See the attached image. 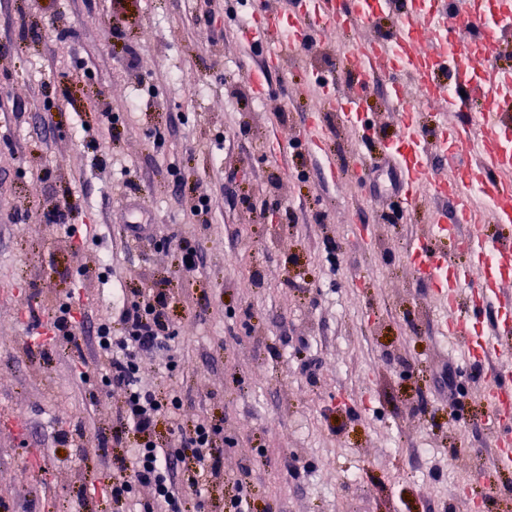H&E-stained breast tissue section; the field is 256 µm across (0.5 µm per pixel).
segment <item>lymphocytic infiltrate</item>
I'll list each match as a JSON object with an SVG mask.
<instances>
[{"instance_id":"obj_1","label":"lymphocytic infiltrate","mask_w":512,"mask_h":512,"mask_svg":"<svg viewBox=\"0 0 512 512\" xmlns=\"http://www.w3.org/2000/svg\"><path fill=\"white\" fill-rule=\"evenodd\" d=\"M167 307L165 292L151 289L141 293L137 301L121 305L117 320L97 329L103 379L124 396L122 423L113 441L123 443L130 431L137 436L123 472L112 477L108 487L113 500L124 504L135 500L137 488L147 489L150 498L138 502L140 512H189L185 488H198L220 475L222 450L217 437L222 427L215 420L196 421L185 438L184 454L199 465L198 472L192 474L180 475L173 456L154 438L158 424L172 418L180 406L178 397L159 398L141 377L145 361L158 360L169 369L174 366Z\"/></svg>"}]
</instances>
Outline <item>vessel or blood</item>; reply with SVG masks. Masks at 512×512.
Returning a JSON list of instances; mask_svg holds the SVG:
<instances>
[{"mask_svg":"<svg viewBox=\"0 0 512 512\" xmlns=\"http://www.w3.org/2000/svg\"><path fill=\"white\" fill-rule=\"evenodd\" d=\"M361 25L364 33L346 56L353 84L312 72L324 108L335 109L343 125L364 124L359 92L371 78L389 79L386 102L398 133L387 141L384 159L399 173L400 201L413 208L423 193L451 202L477 226L459 264L444 249L462 227L447 223L442 207L416 234L410 252L417 278L438 297L441 336L453 337L467 368L481 386L493 423L496 470L512 469V430L498 416L512 396V237L489 233L492 224H512V68L499 61L512 43V0H291L280 9L267 0L256 10L246 36L285 38L291 55L305 59L324 31ZM279 51L266 53L248 74L257 97L268 92L269 71L280 68ZM431 105L437 129L428 138L418 99ZM449 160L452 175L436 173L431 157ZM489 205L478 204V196ZM498 311L494 324L483 309Z\"/></svg>","mask_w":512,"mask_h":512,"instance_id":"vessel-or-blood-1","label":"vessel or blood"}]
</instances>
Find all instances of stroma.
<instances>
[{"label":"stroma","mask_w":512,"mask_h":512,"mask_svg":"<svg viewBox=\"0 0 512 512\" xmlns=\"http://www.w3.org/2000/svg\"><path fill=\"white\" fill-rule=\"evenodd\" d=\"M258 5L223 0L211 27L195 0H0V512H128L91 490L127 461L95 330L117 295L150 288L167 293L179 365L145 363L143 381L182 400L158 445L180 447L204 417L223 427L200 512H224L240 479L252 512H512L495 492L512 471L476 478L495 451L478 387L464 381L454 419L435 386L458 356L409 255L431 196L396 216L380 153L358 171L336 111H321L323 152L306 142L309 73L343 76L360 28L326 33L308 68L271 71L268 95L246 99L265 49L241 34ZM179 172L212 196L211 224L188 223ZM69 195L80 209L45 223ZM130 220L150 235L129 240ZM184 238L202 262L190 275ZM73 293L85 323L71 343L51 314Z\"/></svg>","instance_id":"35a3bbf8"}]
</instances>
